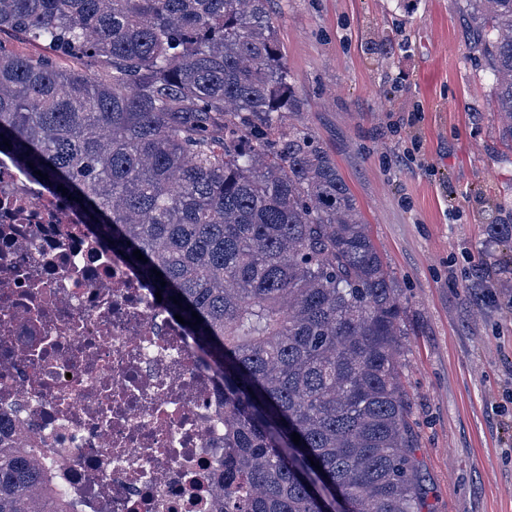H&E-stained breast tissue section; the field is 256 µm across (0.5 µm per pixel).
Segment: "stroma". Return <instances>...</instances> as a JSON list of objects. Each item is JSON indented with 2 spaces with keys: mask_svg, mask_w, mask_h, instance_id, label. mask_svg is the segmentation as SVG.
I'll use <instances>...</instances> for the list:
<instances>
[{
  "mask_svg": "<svg viewBox=\"0 0 512 512\" xmlns=\"http://www.w3.org/2000/svg\"><path fill=\"white\" fill-rule=\"evenodd\" d=\"M463 0H275L304 108L401 288L428 512H512V147Z\"/></svg>",
  "mask_w": 512,
  "mask_h": 512,
  "instance_id": "stroma-1",
  "label": "stroma"
}]
</instances>
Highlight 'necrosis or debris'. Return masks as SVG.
I'll use <instances>...</instances> for the list:
<instances>
[{
  "mask_svg": "<svg viewBox=\"0 0 512 512\" xmlns=\"http://www.w3.org/2000/svg\"><path fill=\"white\" fill-rule=\"evenodd\" d=\"M84 215L0 155V435L72 512H217L224 388Z\"/></svg>",
  "mask_w": 512,
  "mask_h": 512,
  "instance_id": "4bbe7bcc",
  "label": "necrosis or debris"
}]
</instances>
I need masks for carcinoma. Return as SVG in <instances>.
Listing matches in <instances>:
<instances>
[{
	"mask_svg": "<svg viewBox=\"0 0 512 512\" xmlns=\"http://www.w3.org/2000/svg\"><path fill=\"white\" fill-rule=\"evenodd\" d=\"M269 2L0 0V33L43 48L0 41V154L65 188L189 322L224 381L220 512H423L401 290L335 158L288 122ZM465 2L511 143L512 0ZM69 509L0 444V512Z\"/></svg>",
	"mask_w": 512,
	"mask_h": 512,
	"instance_id": "cac0c4a2",
	"label": "carcinoma"
}]
</instances>
